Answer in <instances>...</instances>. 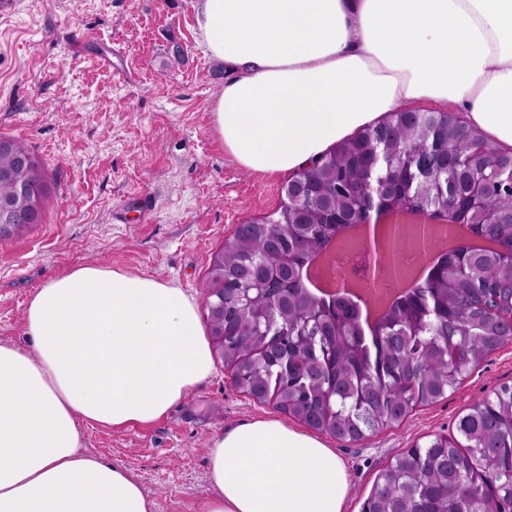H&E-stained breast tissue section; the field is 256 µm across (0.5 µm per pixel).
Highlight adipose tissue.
<instances>
[{
	"mask_svg": "<svg viewBox=\"0 0 512 512\" xmlns=\"http://www.w3.org/2000/svg\"><path fill=\"white\" fill-rule=\"evenodd\" d=\"M200 44L243 77L211 108L246 170L295 174L390 112L455 106L512 151V0H199ZM27 348L0 342V512H154L123 466L83 450L84 427L164 416L213 371L183 289L85 265L25 311ZM199 512H344L346 468L277 419L208 450Z\"/></svg>",
	"mask_w": 512,
	"mask_h": 512,
	"instance_id": "adipose-tissue-1",
	"label": "adipose tissue"
}]
</instances>
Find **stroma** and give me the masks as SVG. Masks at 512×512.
<instances>
[{
	"label": "stroma",
	"instance_id": "stroma-1",
	"mask_svg": "<svg viewBox=\"0 0 512 512\" xmlns=\"http://www.w3.org/2000/svg\"><path fill=\"white\" fill-rule=\"evenodd\" d=\"M199 0H21L0 19V134L50 171L41 223L0 244V341L26 348L25 309L44 282L100 263L201 299L213 253L242 222L281 205L283 178L246 171L217 140L211 104L228 74L197 41ZM122 48L117 70L98 57ZM512 385V345L447 399L354 443L328 439L360 512L393 454L450 434L462 411ZM275 409L236 389L222 360L161 418L85 429L87 453L123 465L155 512H198L211 492L207 450Z\"/></svg>",
	"mask_w": 512,
	"mask_h": 512
}]
</instances>
